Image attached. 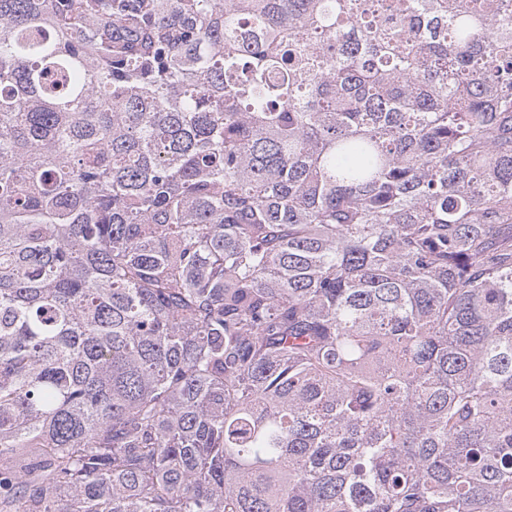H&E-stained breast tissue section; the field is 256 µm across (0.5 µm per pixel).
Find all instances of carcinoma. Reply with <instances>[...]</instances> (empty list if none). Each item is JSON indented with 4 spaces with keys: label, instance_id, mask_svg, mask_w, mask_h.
<instances>
[{
    "label": "carcinoma",
    "instance_id": "1",
    "mask_svg": "<svg viewBox=\"0 0 512 512\" xmlns=\"http://www.w3.org/2000/svg\"><path fill=\"white\" fill-rule=\"evenodd\" d=\"M0 512H512V0H0Z\"/></svg>",
    "mask_w": 512,
    "mask_h": 512
}]
</instances>
